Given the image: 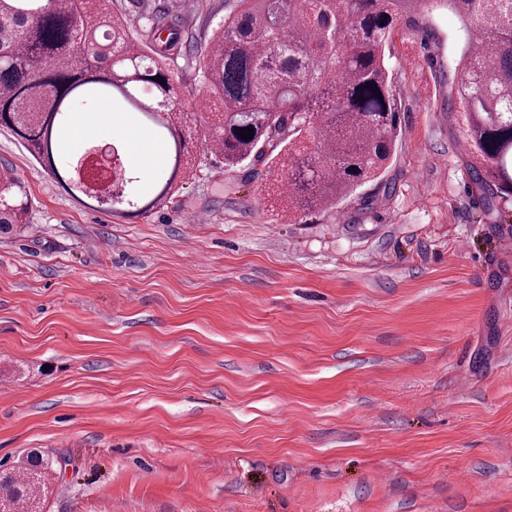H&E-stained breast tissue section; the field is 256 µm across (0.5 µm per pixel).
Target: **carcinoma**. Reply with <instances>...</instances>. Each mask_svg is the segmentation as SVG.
Here are the masks:
<instances>
[{
  "label": "carcinoma",
  "instance_id": "1",
  "mask_svg": "<svg viewBox=\"0 0 512 512\" xmlns=\"http://www.w3.org/2000/svg\"><path fill=\"white\" fill-rule=\"evenodd\" d=\"M461 19L464 45L448 105L465 122L473 190L489 213L512 198V0H440ZM432 0H236L199 60L206 92L198 121L168 68L188 28L163 0L132 22L112 0H0V127L9 129L67 191L83 190L74 166L59 169V137L78 100H107L120 120L136 115L164 142L165 169L150 182L121 165L113 196L130 217L165 203L190 179L188 140L232 170L267 160L283 186L282 210L325 211L381 176L397 138V104L385 61L395 25ZM162 81H156V78ZM254 127L248 140L237 132ZM313 148L302 145L304 139ZM281 148L274 160L266 148ZM31 199L0 172V232L28 224ZM59 461L26 455L0 464V502L40 509L41 487Z\"/></svg>",
  "mask_w": 512,
  "mask_h": 512
}]
</instances>
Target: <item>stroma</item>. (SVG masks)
<instances>
[{
    "label": "stroma",
    "instance_id": "35a3bbf8",
    "mask_svg": "<svg viewBox=\"0 0 512 512\" xmlns=\"http://www.w3.org/2000/svg\"><path fill=\"white\" fill-rule=\"evenodd\" d=\"M167 4L202 46L234 6ZM463 38L443 4L397 24L382 186L294 220L212 157L123 216L0 129L33 203L0 234V461L58 457L47 512H512V201L470 187Z\"/></svg>",
    "mask_w": 512,
    "mask_h": 512
}]
</instances>
